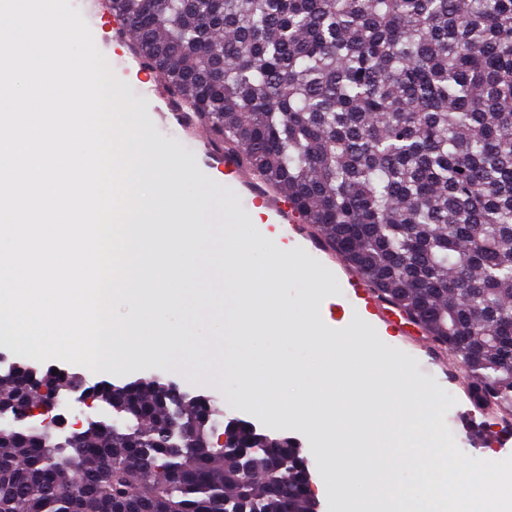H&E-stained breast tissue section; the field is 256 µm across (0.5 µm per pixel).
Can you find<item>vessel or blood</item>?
<instances>
[{
  "instance_id": "1",
  "label": "vessel or blood",
  "mask_w": 512,
  "mask_h": 512,
  "mask_svg": "<svg viewBox=\"0 0 512 512\" xmlns=\"http://www.w3.org/2000/svg\"><path fill=\"white\" fill-rule=\"evenodd\" d=\"M143 95L153 102L159 123L176 126L200 142L202 151L199 165L207 173L223 174L224 193L230 197L235 212H258L262 223L272 225L300 251L327 256V269L335 274V287L363 292L365 285L355 274L336 275L334 249L321 237L308 232L300 211L286 199L270 194L264 184L244 166L239 153L220 147L199 115L183 111L178 99L164 91L159 84L145 87Z\"/></svg>"
}]
</instances>
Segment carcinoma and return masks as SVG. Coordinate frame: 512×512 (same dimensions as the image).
Returning a JSON list of instances; mask_svg holds the SVG:
<instances>
[{
  "label": "carcinoma",
  "mask_w": 512,
  "mask_h": 512,
  "mask_svg": "<svg viewBox=\"0 0 512 512\" xmlns=\"http://www.w3.org/2000/svg\"><path fill=\"white\" fill-rule=\"evenodd\" d=\"M137 53L218 141L294 203L384 301L461 366L475 406L512 412V0H112ZM63 372L0 374L20 405ZM169 386L90 387L116 433L54 448L0 434V512H314L304 458L258 437L252 472ZM149 470L141 472L142 460Z\"/></svg>",
  "instance_id": "1"
}]
</instances>
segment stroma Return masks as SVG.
I'll use <instances>...</instances> for the list:
<instances>
[{
    "label": "stroma",
    "mask_w": 512,
    "mask_h": 512,
    "mask_svg": "<svg viewBox=\"0 0 512 512\" xmlns=\"http://www.w3.org/2000/svg\"><path fill=\"white\" fill-rule=\"evenodd\" d=\"M322 294L331 323L345 326L351 317L364 315L370 329L376 335V349L381 365L402 363L404 368L418 378L420 388L436 385L445 388L447 396L456 400L446 413L444 421L459 448L474 458L495 461L512 456V414L486 413L474 408L465 392L464 375L458 365L443 350L417 328L407 325L394 309L385 303L377 307L364 308L353 293L341 288H326ZM209 322L197 323L185 335L183 344L175 345L161 359L146 358L126 365L124 369L103 366L94 373L85 367L55 359L39 363L40 371L55 368L82 378L86 384L99 381L121 383L136 378L159 377L173 382L180 390L190 394H204L212 398L219 409L216 422L223 423L236 418L255 426L259 432L271 437H287L294 440L307 458L318 512H350L345 495L337 489L329 472L319 462L321 439L306 426L300 413L294 412L285 418L259 415L255 403L238 395L239 385L233 375H217L215 379L188 377L183 369L189 349L204 346ZM435 354L437 364L427 367L428 354Z\"/></svg>",
    "instance_id": "obj_1"
}]
</instances>
